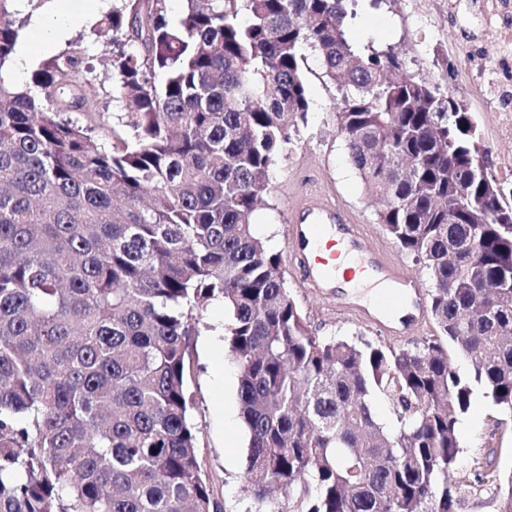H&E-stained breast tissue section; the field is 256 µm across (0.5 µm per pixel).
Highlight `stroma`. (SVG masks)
Segmentation results:
<instances>
[{
    "mask_svg": "<svg viewBox=\"0 0 512 512\" xmlns=\"http://www.w3.org/2000/svg\"><path fill=\"white\" fill-rule=\"evenodd\" d=\"M97 20L72 29L58 44L66 49L81 41L89 65L83 77L94 83L104 128V144L113 135L130 139L123 93L108 75L112 47L97 39ZM495 29L469 32L448 0H358L348 38L362 52L392 51L408 71L425 81L458 90L477 124L481 142L488 151L491 169H498L503 154H512V143L500 141L499 114L491 112L474 91L471 74L459 47L479 40L490 42ZM302 72L310 99L307 121L292 131L287 157L275 166L264 204L255 212L256 233L269 247L285 252L288 209L303 181L317 182L332 200L350 209L377 242L390 251L398 249L377 221L378 204L369 187L350 163L348 150L336 127V86L328 78L318 54L301 50ZM285 278L291 296L313 331L322 337L364 339L393 346L394 341L359 321L337 316L324 300L312 295L293 270ZM229 317L222 303L203 313L206 325L194 343V373L189 381L193 397V421L199 430L196 453L222 512H238L243 497L248 432L240 415L238 368L224 345L223 329ZM461 450L454 466L455 479L466 484L459 512H499L501 482L512 475V416L504 414L484 394L473 404L458 427Z\"/></svg>",
    "mask_w": 512,
    "mask_h": 512,
    "instance_id": "35a3bbf8",
    "label": "stroma"
}]
</instances>
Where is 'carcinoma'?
I'll use <instances>...</instances> for the list:
<instances>
[{
    "instance_id": "carcinoma-1",
    "label": "carcinoma",
    "mask_w": 512,
    "mask_h": 512,
    "mask_svg": "<svg viewBox=\"0 0 512 512\" xmlns=\"http://www.w3.org/2000/svg\"><path fill=\"white\" fill-rule=\"evenodd\" d=\"M12 2L0 0V512H220L187 385L215 301L249 435L239 512H266L273 488L301 491L302 512H457L475 391L512 414V203L474 168L487 152L464 101L393 52L357 53L350 0H185L176 22L166 0H120L96 35L117 47L134 138L108 148L80 42L34 75L41 96L6 78ZM303 44L341 91L337 132L379 223L429 274L444 343L316 335L254 231L309 111ZM376 394L396 427L376 419Z\"/></svg>"
}]
</instances>
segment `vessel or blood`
<instances>
[{"mask_svg": "<svg viewBox=\"0 0 512 512\" xmlns=\"http://www.w3.org/2000/svg\"><path fill=\"white\" fill-rule=\"evenodd\" d=\"M287 245L289 262L303 273L306 288L331 301L337 315L358 318L396 340L424 320L428 300L420 283L321 189L303 191L290 207ZM346 276L388 290L379 293L375 307L365 308L338 298L337 281Z\"/></svg>", "mask_w": 512, "mask_h": 512, "instance_id": "obj_1", "label": "vessel or blood"}]
</instances>
